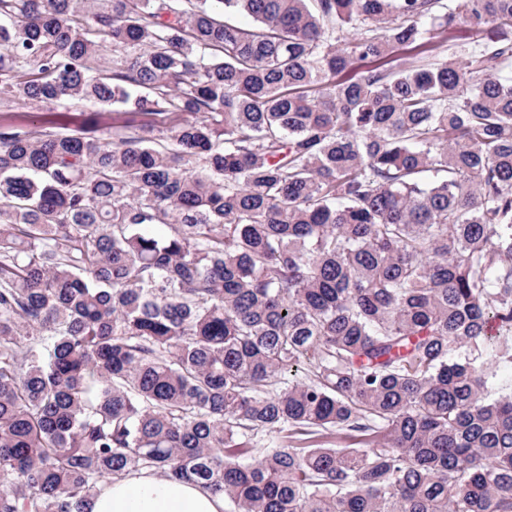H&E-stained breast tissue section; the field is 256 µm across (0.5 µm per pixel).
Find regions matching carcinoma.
Returning a JSON list of instances; mask_svg holds the SVG:
<instances>
[{
	"mask_svg": "<svg viewBox=\"0 0 512 512\" xmlns=\"http://www.w3.org/2000/svg\"><path fill=\"white\" fill-rule=\"evenodd\" d=\"M511 64L512 0H0L1 100L183 115L0 129V512H512ZM224 496L191 483L159 478L148 471L101 482L90 512H230Z\"/></svg>",
	"mask_w": 512,
	"mask_h": 512,
	"instance_id": "obj_1",
	"label": "carcinoma"
}]
</instances>
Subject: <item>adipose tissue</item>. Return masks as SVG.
I'll use <instances>...</instances> for the list:
<instances>
[{"label": "adipose tissue", "instance_id": "1", "mask_svg": "<svg viewBox=\"0 0 512 512\" xmlns=\"http://www.w3.org/2000/svg\"><path fill=\"white\" fill-rule=\"evenodd\" d=\"M89 512H224L223 496L146 471L101 482Z\"/></svg>", "mask_w": 512, "mask_h": 512}]
</instances>
